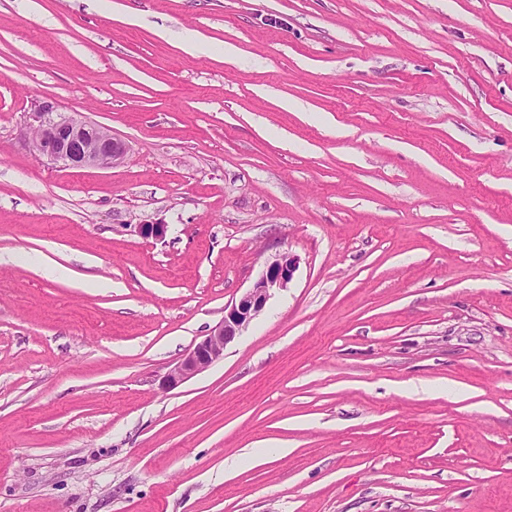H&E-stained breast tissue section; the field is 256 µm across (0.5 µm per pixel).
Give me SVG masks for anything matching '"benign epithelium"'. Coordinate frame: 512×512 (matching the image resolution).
I'll list each match as a JSON object with an SVG mask.
<instances>
[{
    "instance_id": "benign-epithelium-1",
    "label": "benign epithelium",
    "mask_w": 512,
    "mask_h": 512,
    "mask_svg": "<svg viewBox=\"0 0 512 512\" xmlns=\"http://www.w3.org/2000/svg\"><path fill=\"white\" fill-rule=\"evenodd\" d=\"M27 129L35 154L70 168L113 167L128 152V145L111 130L59 112L47 101L27 113ZM295 268L293 258L271 261L238 300L224 307V318L169 368L162 387L174 389L223 358L227 345L263 311L270 297L288 288Z\"/></svg>"
}]
</instances>
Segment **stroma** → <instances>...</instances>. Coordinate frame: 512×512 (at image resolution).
Wrapping results in <instances>:
<instances>
[{"label":"stroma","mask_w":512,"mask_h":512,"mask_svg":"<svg viewBox=\"0 0 512 512\" xmlns=\"http://www.w3.org/2000/svg\"><path fill=\"white\" fill-rule=\"evenodd\" d=\"M0 512H512V0H0ZM26 125L35 154L70 168L113 167L128 152V145L111 130L57 112L51 102L27 112ZM296 263L289 257L271 261L262 276L238 300L225 306L224 318L169 368L162 377V387L174 389L223 358L227 345L263 311L270 297L288 288Z\"/></svg>","instance_id":"35a3bbf8"}]
</instances>
